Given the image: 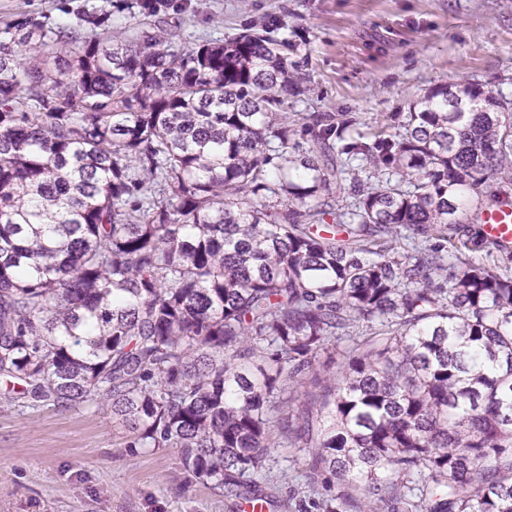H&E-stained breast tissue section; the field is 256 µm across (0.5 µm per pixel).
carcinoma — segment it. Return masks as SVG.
I'll use <instances>...</instances> for the list:
<instances>
[{"mask_svg":"<svg viewBox=\"0 0 512 512\" xmlns=\"http://www.w3.org/2000/svg\"><path fill=\"white\" fill-rule=\"evenodd\" d=\"M109 2L0 29L4 398L106 405L248 505L298 448L323 512H512V250L471 229L512 205V98L443 85L363 131L285 111L281 27L182 46L159 0Z\"/></svg>","mask_w":512,"mask_h":512,"instance_id":"cac0c4a2","label":"carcinoma"}]
</instances>
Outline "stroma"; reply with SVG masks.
Instances as JSON below:
<instances>
[{"instance_id":"1","label":"stroma","mask_w":512,"mask_h":512,"mask_svg":"<svg viewBox=\"0 0 512 512\" xmlns=\"http://www.w3.org/2000/svg\"><path fill=\"white\" fill-rule=\"evenodd\" d=\"M108 0H0V28L60 21ZM176 44L277 22L301 41L305 91L292 112L407 111L432 88L478 83L512 97V0H165ZM108 407L22 409L0 399V512H237L236 499L184 470L174 448H133ZM295 449L267 458L266 490L286 512Z\"/></svg>"}]
</instances>
